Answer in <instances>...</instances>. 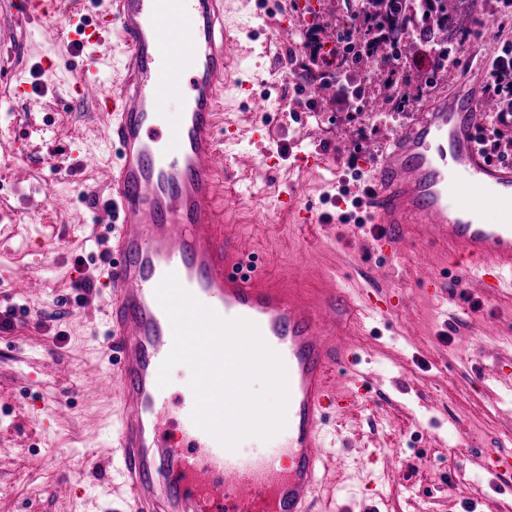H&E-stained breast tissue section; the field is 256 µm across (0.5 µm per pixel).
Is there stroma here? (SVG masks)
I'll return each mask as SVG.
<instances>
[{
	"instance_id": "1",
	"label": "stroma",
	"mask_w": 512,
	"mask_h": 512,
	"mask_svg": "<svg viewBox=\"0 0 512 512\" xmlns=\"http://www.w3.org/2000/svg\"><path fill=\"white\" fill-rule=\"evenodd\" d=\"M354 0H227L224 21L240 28L234 85L224 112L242 132L224 147L221 174L225 231L262 260L266 274L310 294L328 291L360 300L370 289L393 292L401 306L352 331L358 372L370 400L329 411L328 448L312 512H512V474L485 467L487 455L512 453V289L485 295L442 256L408 241L379 247L368 229L340 223V190L360 195L368 161L443 82L415 68L425 50L413 43L400 67L413 72L409 101L399 112L372 111L371 98L336 111L322 84H367L375 62L354 68L313 65L302 26L322 23L335 43L354 20ZM459 34L447 43L458 72L512 48V0H461ZM45 27L31 24L0 44V512H127L120 473L119 406L86 395L90 380L112 381L104 351L106 319L100 284L105 266L108 192L103 161L112 158L107 121L92 99L56 96L41 77L54 64L55 83L70 85L83 61ZM32 83L29 99L11 100L15 76ZM324 153L325 168L304 172L301 155ZM304 182L302 205L334 215L331 223L290 222L280 202ZM69 197L65 210L52 197ZM433 261L439 286L427 294L420 263ZM27 263L38 289L5 279ZM92 287H81L83 279ZM69 482L71 497L53 496Z\"/></svg>"
}]
</instances>
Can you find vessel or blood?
Segmentation results:
<instances>
[{"label": "vessel or blood", "instance_id": "vessel-or-blood-1", "mask_svg": "<svg viewBox=\"0 0 512 512\" xmlns=\"http://www.w3.org/2000/svg\"><path fill=\"white\" fill-rule=\"evenodd\" d=\"M33 14L63 45L81 38L88 65L71 94L113 103L105 349L118 355L111 391L121 405L132 512H308L327 410L344 403L331 380L353 373L358 354L344 337L362 319L349 300L314 304L271 281L219 228L220 142L236 137L220 130V106L240 44L224 24V0H115L91 34L23 0L18 19ZM110 34L123 51L115 93L98 74V48ZM455 84L453 96H438L391 141L360 205L387 248L422 241L495 295L512 287V168L490 164L476 142L489 107L480 83L461 74ZM488 205L497 223L484 222ZM170 272L221 317L254 322L283 359L287 425L267 453L225 449L193 423L189 401L180 406L181 445L165 437L157 375L173 332L155 289Z\"/></svg>", "mask_w": 512, "mask_h": 512}]
</instances>
